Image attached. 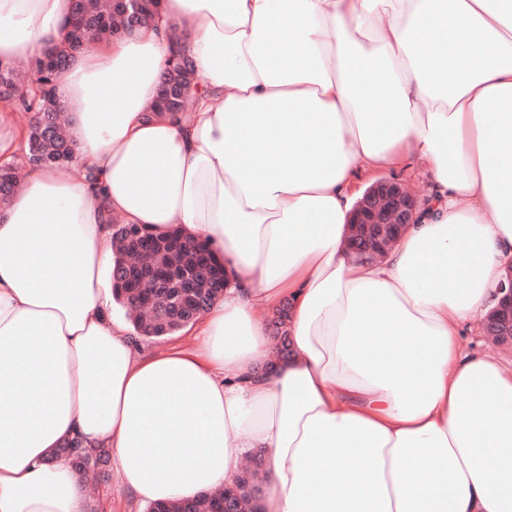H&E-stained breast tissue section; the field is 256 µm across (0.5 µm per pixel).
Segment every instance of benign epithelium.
Segmentation results:
<instances>
[{
  "label": "benign epithelium",
  "mask_w": 512,
  "mask_h": 512,
  "mask_svg": "<svg viewBox=\"0 0 512 512\" xmlns=\"http://www.w3.org/2000/svg\"><path fill=\"white\" fill-rule=\"evenodd\" d=\"M417 202L404 185L394 179L373 183L358 200L348 239L349 250L362 256L387 250L403 235L406 225L415 223ZM501 298L492 312L489 326L495 335L512 344V265L499 288Z\"/></svg>",
  "instance_id": "7a95c632"
}]
</instances>
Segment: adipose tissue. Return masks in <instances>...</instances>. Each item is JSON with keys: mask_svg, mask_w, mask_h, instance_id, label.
I'll return each mask as SVG.
<instances>
[{"mask_svg": "<svg viewBox=\"0 0 512 512\" xmlns=\"http://www.w3.org/2000/svg\"><path fill=\"white\" fill-rule=\"evenodd\" d=\"M70 17L0 0V62ZM174 31L202 88L180 122L152 113ZM54 91L79 170L30 169L0 212V512H85L53 455L75 437L144 503L232 485L259 449L261 512H512V368L457 339L512 264V0H163ZM26 141L0 102V164ZM417 159L416 222L355 261L359 172ZM108 211L223 263L193 349L140 353ZM258 299L289 306L290 357Z\"/></svg>", "mask_w": 512, "mask_h": 512, "instance_id": "adipose-tissue-1", "label": "adipose tissue"}]
</instances>
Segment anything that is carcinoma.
<instances>
[{
  "label": "carcinoma",
  "instance_id": "cac0c4a2",
  "mask_svg": "<svg viewBox=\"0 0 512 512\" xmlns=\"http://www.w3.org/2000/svg\"><path fill=\"white\" fill-rule=\"evenodd\" d=\"M72 27L65 41V49L52 50L29 65L28 81L15 76V70L0 63V100L14 104L29 113L27 149L28 163L34 168L59 167L74 163L73 140L60 120L53 86L59 71L64 69L76 54L90 51L103 41L128 37L134 28L129 18L112 11L111 3L103 0H72ZM181 64L173 66L175 78L165 76L157 93L152 112L158 117L178 121L191 108L201 88L190 84L189 75L180 71ZM18 188V175L11 165L0 166V207L6 206ZM115 261L119 267L131 261L143 269H158L169 273L167 286L152 289V301L136 303L135 284L121 288L118 301L128 308L134 330L145 338L172 336L188 325L185 315L197 304L207 309L224 290L220 274L223 270L211 258L210 250L194 238L179 233L152 235L142 242L112 231ZM194 279L196 288L186 292L181 288L182 277ZM56 453L69 457L78 472L103 476L98 465L110 460L109 450H87L74 438ZM253 487L254 493H245L235 501V512H259L260 487L255 480V470L243 469L235 487L244 490ZM224 490L201 493L193 498V512H224L221 504Z\"/></svg>",
  "mask_w": 512,
  "mask_h": 512
}]
</instances>
